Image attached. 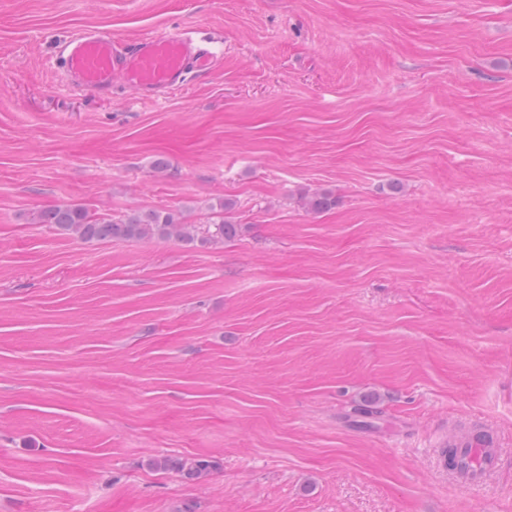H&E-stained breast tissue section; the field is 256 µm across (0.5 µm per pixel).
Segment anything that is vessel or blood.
<instances>
[{"mask_svg": "<svg viewBox=\"0 0 512 512\" xmlns=\"http://www.w3.org/2000/svg\"><path fill=\"white\" fill-rule=\"evenodd\" d=\"M216 62L185 34L148 35L119 48L111 34L85 31L67 43L63 75L67 85L108 97L114 82H122L141 99H156L184 86L188 70L204 73ZM460 457L466 467L465 486L482 485L498 465L496 453L484 445L462 440Z\"/></svg>", "mask_w": 512, "mask_h": 512, "instance_id": "obj_1", "label": "vessel or blood"}]
</instances>
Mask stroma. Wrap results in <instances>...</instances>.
<instances>
[{
  "mask_svg": "<svg viewBox=\"0 0 512 512\" xmlns=\"http://www.w3.org/2000/svg\"><path fill=\"white\" fill-rule=\"evenodd\" d=\"M84 29L224 60L102 100ZM63 203L237 234L84 242ZM76 506L512 512V0H0V512ZM468 438L459 441L462 446L459 454L466 466V476L463 483L466 487H476L482 485L486 475L497 467L498 457L493 451L489 452L485 449L494 446L493 439L490 436H488L486 443L481 444L470 442ZM151 466L159 470H170L187 479H200L208 476L211 464L208 460L197 458H176L163 456L152 460Z\"/></svg>",
  "mask_w": 512,
  "mask_h": 512,
  "instance_id": "1",
  "label": "stroma"
}]
</instances>
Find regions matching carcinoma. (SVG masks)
Listing matches in <instances>:
<instances>
[{
	"mask_svg": "<svg viewBox=\"0 0 512 512\" xmlns=\"http://www.w3.org/2000/svg\"><path fill=\"white\" fill-rule=\"evenodd\" d=\"M336 199L328 191H317L306 197V206L314 211L329 210ZM42 224H50L62 234L81 240H142L172 239L214 245L236 234L234 224L222 221L209 225L201 232L194 224H186L179 213L162 210H136L119 220L89 211L85 207L60 204L39 214ZM151 466L170 470L187 479H200L209 474L211 464L205 459L163 456L152 460Z\"/></svg>",
	"mask_w": 512,
	"mask_h": 512,
	"instance_id": "cac0c4a2",
	"label": "carcinoma"
}]
</instances>
